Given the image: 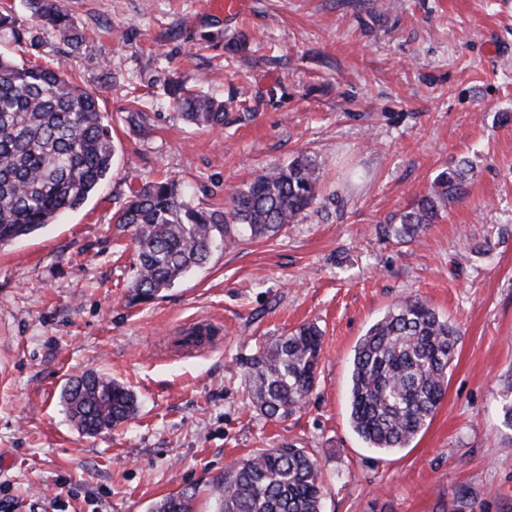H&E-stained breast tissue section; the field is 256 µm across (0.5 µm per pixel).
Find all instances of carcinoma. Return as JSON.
<instances>
[{
    "label": "carcinoma",
    "instance_id": "cac0c4a2",
    "mask_svg": "<svg viewBox=\"0 0 512 512\" xmlns=\"http://www.w3.org/2000/svg\"><path fill=\"white\" fill-rule=\"evenodd\" d=\"M31 15L71 43L82 42L59 0H25ZM20 41L12 16L0 12V41ZM170 99L190 123L224 125V104L175 83ZM114 149L97 93L62 66L30 65L0 53V247L82 206L112 169ZM467 160L445 168L429 190L381 227L413 241L467 192ZM320 167L301 154L276 165L230 196L225 211L200 210L178 183L162 178L131 192L117 223L132 229L139 264L130 301L145 303L206 265L214 248L244 236L268 238L294 223L319 197ZM459 330L427 303L406 299L388 308L360 338L351 368L350 422L370 448H406L434 417L444 396ZM321 333L305 324L247 362L250 396L269 418L304 407L315 386ZM62 399L81 432L101 433L133 419L136 396L120 382L89 371L69 382ZM512 430V382L501 403ZM323 477L302 448L259 449L215 480V512H322ZM196 493L184 489L149 512H196Z\"/></svg>",
    "mask_w": 512,
    "mask_h": 512
}]
</instances>
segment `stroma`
I'll use <instances>...</instances> for the list:
<instances>
[{
	"instance_id": "35a3bbf8",
	"label": "stroma",
	"mask_w": 512,
	"mask_h": 512,
	"mask_svg": "<svg viewBox=\"0 0 512 512\" xmlns=\"http://www.w3.org/2000/svg\"><path fill=\"white\" fill-rule=\"evenodd\" d=\"M241 2L224 15L210 0H63L77 48L0 0L21 33L0 52L98 91L115 150L83 206L0 248V512H148L186 488L213 512L210 483L232 461L290 445L322 470L323 512H512V0ZM174 81L223 100V129L185 121ZM301 152L324 191L300 221L129 305L136 253L116 214L130 186L169 177L196 208L224 210ZM463 159L465 199L416 241L380 234ZM405 298L460 336L432 421L385 454L350 425V365ZM202 320L220 334L184 351ZM308 322L322 331L315 387L266 418L245 360ZM88 370L129 387L137 416L80 434L62 392Z\"/></svg>"
}]
</instances>
